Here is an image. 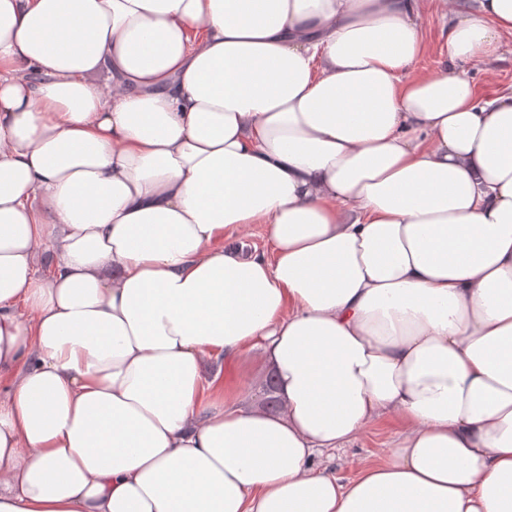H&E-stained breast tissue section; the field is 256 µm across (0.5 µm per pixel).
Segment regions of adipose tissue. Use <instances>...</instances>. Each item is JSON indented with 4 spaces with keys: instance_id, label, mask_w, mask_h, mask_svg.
Masks as SVG:
<instances>
[{
    "instance_id": "1",
    "label": "adipose tissue",
    "mask_w": 512,
    "mask_h": 512,
    "mask_svg": "<svg viewBox=\"0 0 512 512\" xmlns=\"http://www.w3.org/2000/svg\"><path fill=\"white\" fill-rule=\"evenodd\" d=\"M506 34L512 0H0V512H512V93L465 75ZM247 355L277 410L206 371ZM424 48L415 64L417 72L425 74L440 70L441 57L439 54V21L434 9L427 6L421 16ZM400 428L397 420H380L371 425L349 448L336 452V458L331 463L334 474L343 480L350 479L355 475L352 461H373L388 455Z\"/></svg>"
}]
</instances>
